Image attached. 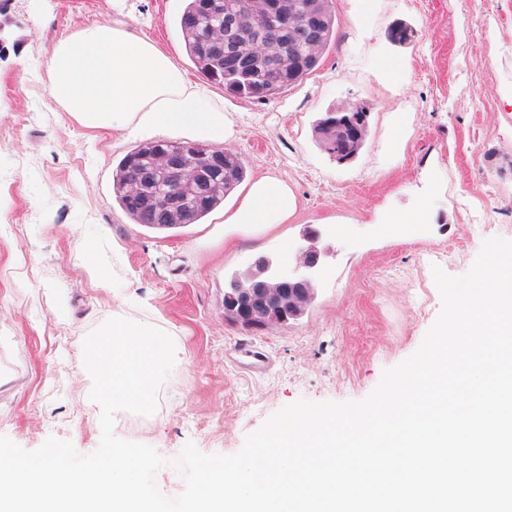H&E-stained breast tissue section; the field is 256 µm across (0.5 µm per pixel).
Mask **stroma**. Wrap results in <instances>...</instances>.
Segmentation results:
<instances>
[{"label": "stroma", "instance_id": "1", "mask_svg": "<svg viewBox=\"0 0 512 512\" xmlns=\"http://www.w3.org/2000/svg\"><path fill=\"white\" fill-rule=\"evenodd\" d=\"M185 0H0V435L27 450L48 437L82 454L101 439L83 366L86 335L107 319L149 323L175 343L155 414L118 413V437L176 457L186 443L231 454L299 399L361 400L412 355L442 306L432 269L461 276L490 237L512 239V0H377L355 23L333 0L336 40L319 67L256 102L207 83L186 53ZM120 25L152 40L193 82L208 84L247 176L195 224L130 221L112 192L139 145L126 130L83 127L50 94L60 38ZM406 25L411 41L392 42ZM404 61L389 75L386 59ZM364 107L368 133L337 163L316 131L326 113ZM288 183V223L241 229L225 215L262 176ZM427 199L431 224L409 240L378 235L386 212ZM318 235L332 277L305 314L249 329L224 317V288L261 256ZM267 358L248 365L239 347Z\"/></svg>", "mask_w": 512, "mask_h": 512}]
</instances>
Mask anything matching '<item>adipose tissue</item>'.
<instances>
[{
	"mask_svg": "<svg viewBox=\"0 0 512 512\" xmlns=\"http://www.w3.org/2000/svg\"><path fill=\"white\" fill-rule=\"evenodd\" d=\"M48 70L52 97L89 129L130 127L143 135L178 134L206 144L232 134L206 88L190 81L156 44L125 28L95 25L61 39ZM296 209L288 184L264 176L228 221L267 229L287 223Z\"/></svg>",
	"mask_w": 512,
	"mask_h": 512,
	"instance_id": "1",
	"label": "adipose tissue"
}]
</instances>
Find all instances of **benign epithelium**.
<instances>
[{
	"label": "benign epithelium",
	"mask_w": 512,
	"mask_h": 512,
	"mask_svg": "<svg viewBox=\"0 0 512 512\" xmlns=\"http://www.w3.org/2000/svg\"><path fill=\"white\" fill-rule=\"evenodd\" d=\"M297 252L299 272L288 275L273 270L267 257L256 259L237 275L224 292V316L246 328L283 326L300 316L315 298L316 283L308 271L316 267L324 251L316 237L307 235Z\"/></svg>",
	"instance_id": "benign-epithelium-1"
}]
</instances>
